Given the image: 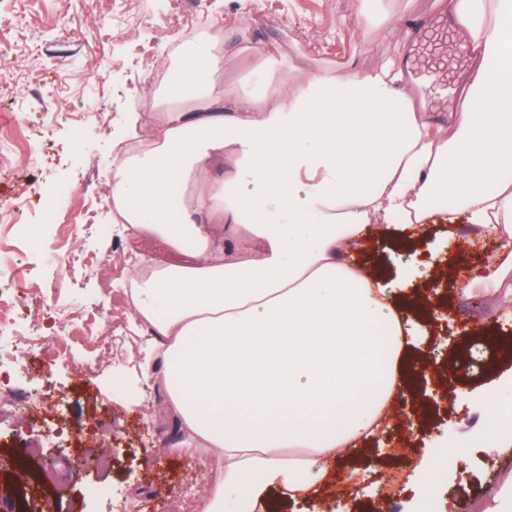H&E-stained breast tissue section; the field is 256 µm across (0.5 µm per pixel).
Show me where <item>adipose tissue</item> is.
<instances>
[{
	"instance_id": "obj_1",
	"label": "adipose tissue",
	"mask_w": 512,
	"mask_h": 512,
	"mask_svg": "<svg viewBox=\"0 0 512 512\" xmlns=\"http://www.w3.org/2000/svg\"><path fill=\"white\" fill-rule=\"evenodd\" d=\"M468 20L467 104L448 126L423 119L391 57L368 73H313L239 103L202 91L224 69L213 37L166 88L160 132L118 150L112 202L139 234L187 255L135 281L137 312L159 335L139 369L175 423L216 450L222 476L203 512H268L305 497L337 456L385 431L418 382L402 309L385 277L354 263L378 221L411 233L453 226L437 196L495 229L496 264L472 283L512 305V0H448ZM248 231L256 257L225 238ZM165 318H157L158 307Z\"/></svg>"
}]
</instances>
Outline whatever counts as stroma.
I'll return each mask as SVG.
<instances>
[{"instance_id":"obj_1","label":"stroma","mask_w":512,"mask_h":512,"mask_svg":"<svg viewBox=\"0 0 512 512\" xmlns=\"http://www.w3.org/2000/svg\"><path fill=\"white\" fill-rule=\"evenodd\" d=\"M435 7L436 0H0V62L13 63L16 70L15 76H0V100L10 104L0 113V131L27 128L38 156L30 172L0 181V209L25 202L16 221L41 243V257H16L17 265L32 269L25 278L28 303L22 315L39 333L52 336L56 308H87L97 314L100 328H107L109 319L120 320L124 336L109 357L91 343L54 361L29 347L24 351L26 369L0 370V390L18 401L26 419L21 427L11 418L0 419V479L14 478L19 465H26V512H42L47 500L53 512H111V500L125 497L134 500L133 512H154L159 501L163 512H184L190 494H205L221 476L220 469L209 465L212 450H185L186 435L173 422L163 391L149 381L139 382L134 394L124 385L135 375L147 326L119 297L135 275L139 257L178 263L181 255L155 237L125 233L112 242L83 224L80 248L111 258L122 269L112 287L60 271L54 262L64 241L57 224L42 213L41 202L59 187L70 186L72 210L89 204L102 223L113 219L114 139L103 133L88 105L96 104L119 128L142 98L158 99L160 89L150 81L154 71L189 60V51L175 48L185 20L200 24L206 33H224L233 44L215 91L252 95L267 83L257 69L260 53L292 60V83L321 69L338 75L368 72L392 55L408 57L403 19ZM106 18L113 31L102 43L97 29ZM60 31L73 34L77 43L61 58L58 70L24 55V48L50 43ZM453 208V235L431 225L422 243L445 247L448 259L472 268L492 261L487 249L491 234L479 239L465 235L467 214L461 203ZM395 236L392 230L371 233L362 256L383 264L395 294L431 288L432 259L398 253ZM444 295L441 321L417 337L412 351L421 362L441 365L463 402L432 422L413 397H405L389 437L366 444L355 460L337 459L333 479L318 487L311 500L275 494L271 512H336L351 501L363 512H413L419 498L427 512H465L467 500L478 495L494 507L496 496L512 485V444L487 442V408L480 402L503 374L512 373V352L460 334L461 325L471 324L512 336V310L477 290L457 293L449 283ZM100 428L112 435V464L106 469L97 466L91 442ZM443 440L448 443L444 456L431 463L438 471L440 494L430 500L418 466L428 448ZM30 442L40 445V455L19 462L18 451ZM388 471L396 472L403 490L376 500L374 486ZM162 488L167 496H159Z\"/></svg>"}]
</instances>
